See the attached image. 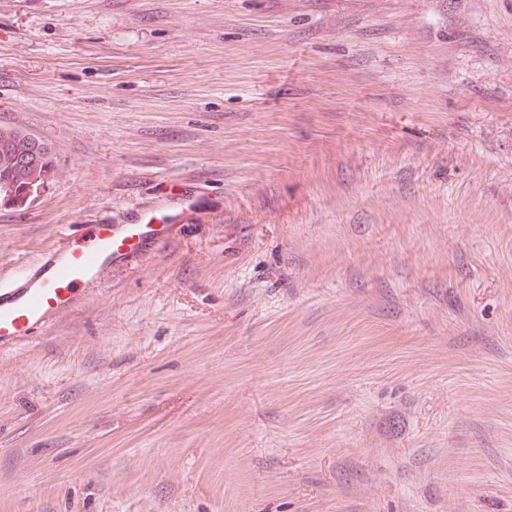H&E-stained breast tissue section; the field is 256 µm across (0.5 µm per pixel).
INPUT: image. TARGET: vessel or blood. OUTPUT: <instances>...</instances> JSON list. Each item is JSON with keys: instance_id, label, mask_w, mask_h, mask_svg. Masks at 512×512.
<instances>
[{"instance_id": "b4317fda", "label": "vessel or blood", "mask_w": 512, "mask_h": 512, "mask_svg": "<svg viewBox=\"0 0 512 512\" xmlns=\"http://www.w3.org/2000/svg\"><path fill=\"white\" fill-rule=\"evenodd\" d=\"M172 237V227L140 215L131 224H94L67 234L63 246L31 265L18 280L0 285V350L27 339L72 309L98 284L104 266L136 251L156 249Z\"/></svg>"}]
</instances>
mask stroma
I'll use <instances>...</instances> for the list:
<instances>
[{
  "mask_svg": "<svg viewBox=\"0 0 512 512\" xmlns=\"http://www.w3.org/2000/svg\"><path fill=\"white\" fill-rule=\"evenodd\" d=\"M9 126L0 278L193 214L0 353V512H512V0H0ZM21 131L23 129L20 127H0V200L11 194L13 197L8 198H12L15 204L19 202L18 209L24 210L32 201L30 197L34 194L31 192L39 187H43L44 190L55 176L57 167L55 153L41 159V155L50 153L53 146L30 132L26 133L34 142V149V144L29 142ZM33 149L32 154L24 157ZM22 157L23 163L31 167L20 164L19 160ZM38 161L40 164L35 165ZM26 196L30 199L23 208H20Z\"/></svg>",
  "mask_w": 512,
  "mask_h": 512,
  "instance_id": "1",
  "label": "stroma"
}]
</instances>
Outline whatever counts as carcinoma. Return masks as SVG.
Segmentation results:
<instances>
[{"label": "carcinoma", "instance_id": "obj_1", "mask_svg": "<svg viewBox=\"0 0 512 512\" xmlns=\"http://www.w3.org/2000/svg\"><path fill=\"white\" fill-rule=\"evenodd\" d=\"M29 142L19 127H0V200L12 196L22 202L28 193L46 187L55 176L56 158L51 154L31 167L20 164V158L32 152Z\"/></svg>", "mask_w": 512, "mask_h": 512}]
</instances>
